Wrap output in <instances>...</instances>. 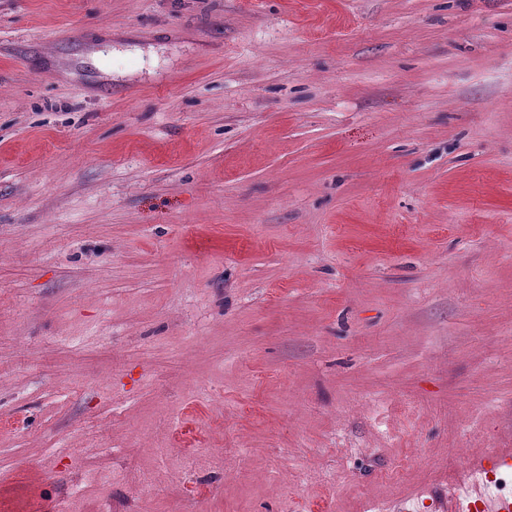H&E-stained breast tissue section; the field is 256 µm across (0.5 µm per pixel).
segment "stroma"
Wrapping results in <instances>:
<instances>
[{
  "label": "stroma",
  "mask_w": 512,
  "mask_h": 512,
  "mask_svg": "<svg viewBox=\"0 0 512 512\" xmlns=\"http://www.w3.org/2000/svg\"><path fill=\"white\" fill-rule=\"evenodd\" d=\"M512 448V0H0V512H437Z\"/></svg>",
  "instance_id": "obj_1"
}]
</instances>
